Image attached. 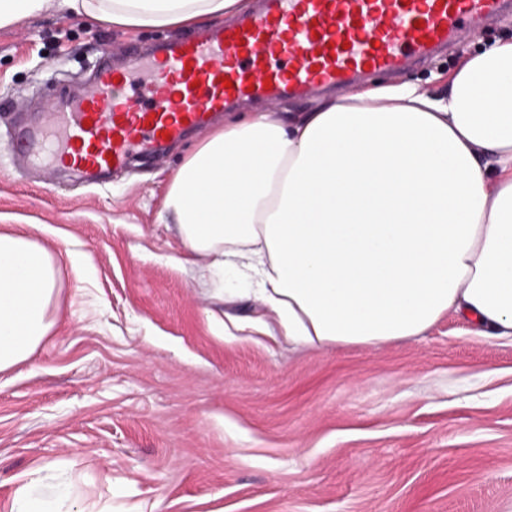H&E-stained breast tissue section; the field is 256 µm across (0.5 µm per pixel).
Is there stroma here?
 <instances>
[{"instance_id":"35a3bbf8","label":"stroma","mask_w":512,"mask_h":512,"mask_svg":"<svg viewBox=\"0 0 512 512\" xmlns=\"http://www.w3.org/2000/svg\"><path fill=\"white\" fill-rule=\"evenodd\" d=\"M185 30L52 13L0 30V231L40 224L61 263L55 326L0 373V506L67 473L77 512H512V344L451 315L377 348L225 334L163 202L188 132L97 185L19 165L42 101L80 96Z\"/></svg>"}]
</instances>
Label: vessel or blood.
<instances>
[{"label":"vessel or blood","instance_id":"vessel-or-blood-1","mask_svg":"<svg viewBox=\"0 0 512 512\" xmlns=\"http://www.w3.org/2000/svg\"><path fill=\"white\" fill-rule=\"evenodd\" d=\"M510 9L512 0H258L253 14L124 69L99 66L78 100L50 104L28 134L54 140L51 163L109 176L230 105L338 92L370 72L404 70Z\"/></svg>","mask_w":512,"mask_h":512}]
</instances>
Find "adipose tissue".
<instances>
[{"instance_id": "adipose-tissue-1", "label": "adipose tissue", "mask_w": 512, "mask_h": 512, "mask_svg": "<svg viewBox=\"0 0 512 512\" xmlns=\"http://www.w3.org/2000/svg\"><path fill=\"white\" fill-rule=\"evenodd\" d=\"M249 0H0V29L52 10L125 29L232 17ZM164 210L219 296H254L253 330L293 346L375 348L449 315L512 341V38L465 53L435 87L378 80L280 117L225 121L176 170ZM0 232V372L55 325L60 259ZM56 473L0 512H66Z\"/></svg>"}]
</instances>
